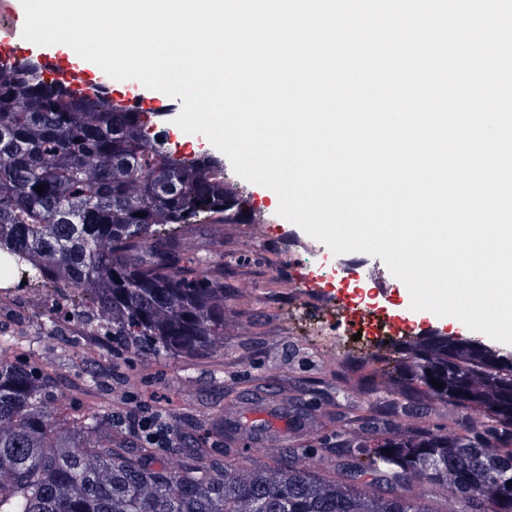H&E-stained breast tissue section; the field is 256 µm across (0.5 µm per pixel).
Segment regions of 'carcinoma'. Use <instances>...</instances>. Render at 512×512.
I'll use <instances>...</instances> for the list:
<instances>
[{"label":"carcinoma","mask_w":512,"mask_h":512,"mask_svg":"<svg viewBox=\"0 0 512 512\" xmlns=\"http://www.w3.org/2000/svg\"><path fill=\"white\" fill-rule=\"evenodd\" d=\"M163 116L112 100L106 84L85 92L30 58L0 60V265L53 287L41 332L73 314L138 355L223 347L224 274L200 270L181 241L240 202L224 160L179 154L152 132ZM375 360L407 399L512 427V361L479 343L412 336ZM53 386L44 369L0 353V512H435L385 486L388 473L442 488L447 512H512V449L497 437L367 429L348 444L367 462L334 478L294 466L175 469L148 448L132 453L101 411L61 426Z\"/></svg>","instance_id":"carcinoma-1"}]
</instances>
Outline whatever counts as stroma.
Returning a JSON list of instances; mask_svg holds the SVG:
<instances>
[{"label": "stroma", "instance_id": "1", "mask_svg": "<svg viewBox=\"0 0 512 512\" xmlns=\"http://www.w3.org/2000/svg\"><path fill=\"white\" fill-rule=\"evenodd\" d=\"M224 170L244 211L232 224H199L182 241L199 267L220 268L225 299L223 351L195 359H155L120 351L111 339L86 335L67 323L62 335L37 327L47 294L17 284L0 306L17 312L12 335L0 347L16 359L52 368L62 414L89 406L111 410L124 394L150 401L181 427L186 445L168 450L173 465L218 462L242 469L287 463L297 449L299 468L332 471L330 456L342 450L361 419L378 429L466 426L473 437L492 427L481 414L426 400L395 406V394L370 390L384 336L353 338L338 314L339 298H370V314L389 318L409 312L412 335L456 331L454 317L410 308L409 291L391 289L394 277L381 258L354 251L333 254L301 227L277 213V194ZM206 455H197V447Z\"/></svg>", "mask_w": 512, "mask_h": 512}]
</instances>
